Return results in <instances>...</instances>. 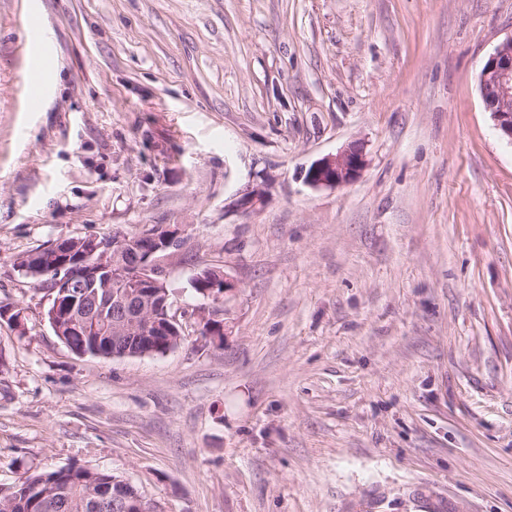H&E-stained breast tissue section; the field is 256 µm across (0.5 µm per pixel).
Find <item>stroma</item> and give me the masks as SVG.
Here are the masks:
<instances>
[{
	"label": "stroma",
	"instance_id": "35a3bbf8",
	"mask_svg": "<svg viewBox=\"0 0 512 512\" xmlns=\"http://www.w3.org/2000/svg\"><path fill=\"white\" fill-rule=\"evenodd\" d=\"M511 35L512 0H0V489L78 463L166 512H512V143L480 91ZM354 142L355 182L306 183ZM155 224L187 227L178 305L198 266L236 282L228 341L75 355L19 258ZM265 197V183L256 184V186L246 188L239 195L234 206L238 212L249 213L261 206L265 201Z\"/></svg>",
	"mask_w": 512,
	"mask_h": 512
}]
</instances>
